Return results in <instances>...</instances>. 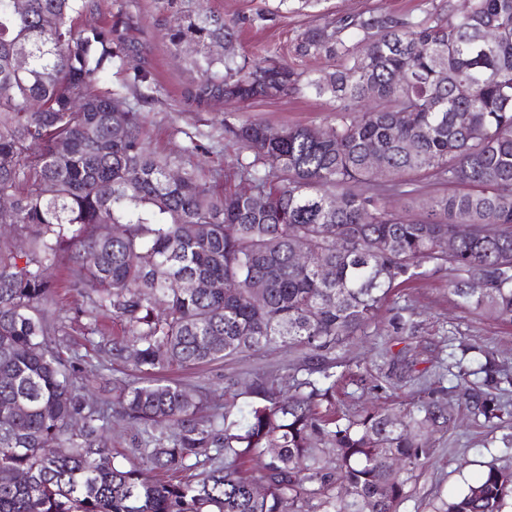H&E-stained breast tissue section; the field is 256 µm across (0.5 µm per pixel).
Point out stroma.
I'll return each mask as SVG.
<instances>
[{
	"label": "stroma",
	"instance_id": "stroma-1",
	"mask_svg": "<svg viewBox=\"0 0 512 512\" xmlns=\"http://www.w3.org/2000/svg\"><path fill=\"white\" fill-rule=\"evenodd\" d=\"M428 3L429 0H320L315 7L297 9L279 5L278 0H213L212 7L225 17L238 19L234 43L238 54L250 58L272 54L301 71H331L338 66L336 60L296 55L294 45L305 29L361 13L418 15ZM128 12L125 37L129 64L150 72L158 87L157 93L141 106L145 115L143 136L152 151L177 155L186 144V133L198 128L211 132L219 142L216 153L192 160L203 180H210L213 170L224 168L225 157L231 151L224 140L225 113L273 126L329 125L336 101L308 91L247 103L227 102L220 97L201 105L188 100L187 92L199 76L188 67L186 53L173 51L160 31L162 22L176 24V16L162 17L155 0H130ZM260 13L265 16L261 23L255 20ZM453 278L452 271H432L395 290L366 336L345 346L342 358L367 369L372 378L364 385L345 386L340 394L344 408L374 406L399 415L432 390L444 398L456 399L457 381L448 374V354L463 341L471 346L463 361L465 368L477 367L483 349L495 351L501 361L512 366V323L462 305L449 290ZM398 314L410 317L414 329L403 333L394 330L391 320ZM288 359L287 349L272 348L219 364L162 370L157 377L219 390L227 377L245 376L258 369L281 371L287 367ZM455 412L454 428L429 435L433 452L414 472L398 512H433L443 499L464 492L490 467L512 470V447L503 443L512 430L489 429L473 420L462 406L456 407Z\"/></svg>",
	"mask_w": 512,
	"mask_h": 512
}]
</instances>
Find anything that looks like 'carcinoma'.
I'll list each match as a JSON object with an SVG mask.
<instances>
[{"instance_id": "1", "label": "carcinoma", "mask_w": 512, "mask_h": 512, "mask_svg": "<svg viewBox=\"0 0 512 512\" xmlns=\"http://www.w3.org/2000/svg\"><path fill=\"white\" fill-rule=\"evenodd\" d=\"M158 4L179 16L168 43L194 47L201 79L189 98L312 90L340 106L327 129L225 114L235 151L218 193L184 162L208 153L209 135L186 134L179 156L146 148L128 92L152 87L148 73L99 87L108 70L127 71V51L118 27L80 26L91 0H26L21 12L0 0V195L13 200L0 238L27 241L0 246V512H397L430 454L426 435L453 408L430 397L396 422L384 409L346 411L339 385L364 378L336 351L426 264L456 273L463 304L512 322V0H469L461 13L430 0L420 15L310 27L296 52L339 61L328 73L237 54V22L207 0ZM425 174L448 190L422 197ZM105 224L123 233L102 235ZM459 224L471 232L449 252ZM57 266L83 298L74 313L50 308ZM192 280L219 287L183 286ZM109 321L122 335H107ZM77 330L99 337L100 367L131 361L142 377L86 399L65 355ZM277 346L294 353L287 373L230 377L224 400L148 379ZM481 355L455 374L462 396L489 427L512 428L498 399L512 370ZM471 373L481 381L467 384ZM114 417L130 430L127 465L112 453ZM256 458L258 478L246 469ZM143 462L184 478L149 480ZM510 499L512 471L491 467L443 512H505Z\"/></svg>"}]
</instances>
